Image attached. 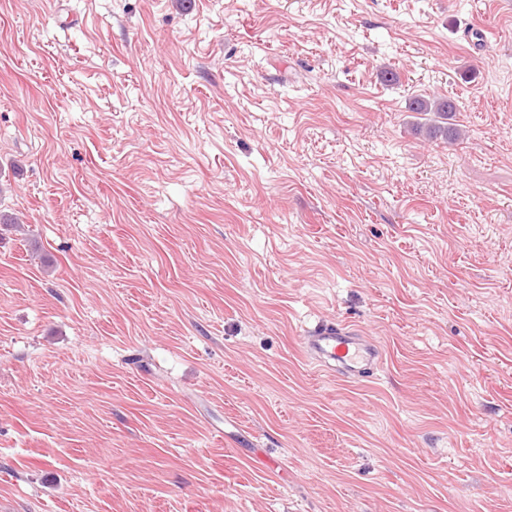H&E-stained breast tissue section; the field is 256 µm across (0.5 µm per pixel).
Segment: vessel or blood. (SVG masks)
<instances>
[{"label":"vessel or blood","mask_w":512,"mask_h":512,"mask_svg":"<svg viewBox=\"0 0 512 512\" xmlns=\"http://www.w3.org/2000/svg\"><path fill=\"white\" fill-rule=\"evenodd\" d=\"M301 345L310 362L351 381L366 377L383 361L374 342L346 325L333 322L307 331Z\"/></svg>","instance_id":"vessel-or-blood-1"}]
</instances>
